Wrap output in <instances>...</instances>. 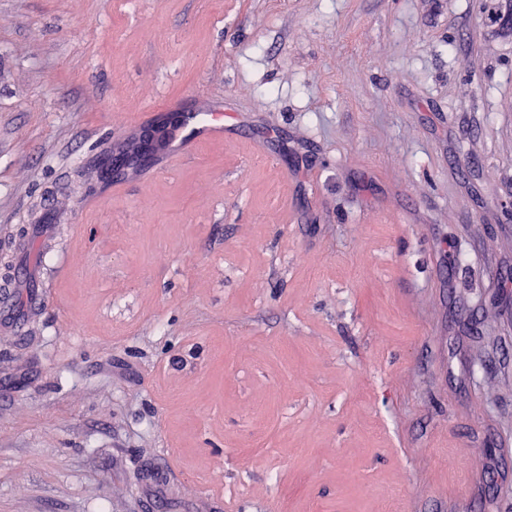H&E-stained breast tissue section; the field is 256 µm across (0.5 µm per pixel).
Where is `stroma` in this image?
<instances>
[{
    "label": "stroma",
    "mask_w": 512,
    "mask_h": 512,
    "mask_svg": "<svg viewBox=\"0 0 512 512\" xmlns=\"http://www.w3.org/2000/svg\"><path fill=\"white\" fill-rule=\"evenodd\" d=\"M23 231L0 512H512V0H0ZM169 129L174 135L172 165L184 155L183 149L186 145L202 139L222 138L224 113L213 105L197 108L194 112L182 114V119L172 123Z\"/></svg>",
    "instance_id": "35a3bbf8"
}]
</instances>
